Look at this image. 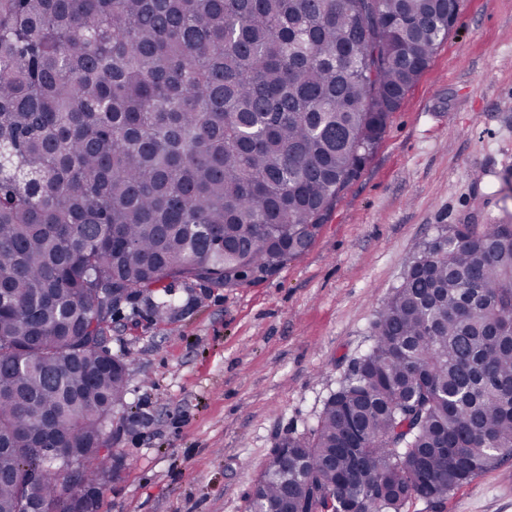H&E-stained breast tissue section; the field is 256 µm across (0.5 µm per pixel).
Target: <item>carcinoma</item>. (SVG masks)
Listing matches in <instances>:
<instances>
[{"label": "carcinoma", "mask_w": 512, "mask_h": 512, "mask_svg": "<svg viewBox=\"0 0 512 512\" xmlns=\"http://www.w3.org/2000/svg\"><path fill=\"white\" fill-rule=\"evenodd\" d=\"M448 0H0V512H96L112 311L314 242L448 37ZM249 501L403 512L512 456V224L424 244ZM40 448H70L67 466Z\"/></svg>", "instance_id": "cac0c4a2"}]
</instances>
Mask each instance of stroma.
<instances>
[{
  "label": "stroma",
  "mask_w": 512,
  "mask_h": 512,
  "mask_svg": "<svg viewBox=\"0 0 512 512\" xmlns=\"http://www.w3.org/2000/svg\"><path fill=\"white\" fill-rule=\"evenodd\" d=\"M455 224H512V0H460L299 258L238 288L176 282L114 310L106 346L128 362V394L97 512H247L274 448L316 425L413 256ZM404 512H512V459Z\"/></svg>",
  "instance_id": "1"
}]
</instances>
